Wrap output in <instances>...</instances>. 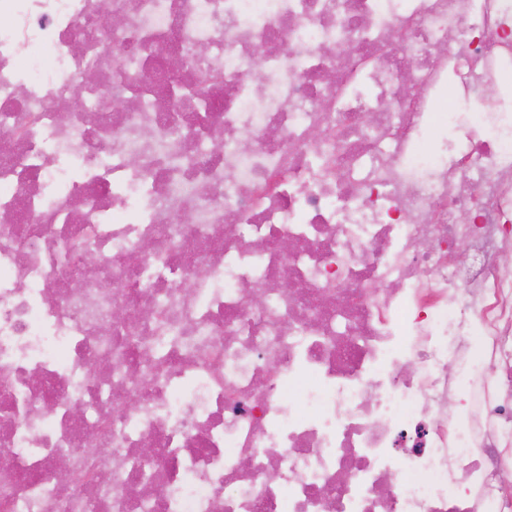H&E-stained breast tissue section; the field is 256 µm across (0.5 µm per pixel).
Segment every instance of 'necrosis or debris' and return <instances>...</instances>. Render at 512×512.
<instances>
[{
    "label": "necrosis or debris",
    "instance_id": "necrosis-or-debris-1",
    "mask_svg": "<svg viewBox=\"0 0 512 512\" xmlns=\"http://www.w3.org/2000/svg\"><path fill=\"white\" fill-rule=\"evenodd\" d=\"M99 2L0 0V512H512V0Z\"/></svg>",
    "mask_w": 512,
    "mask_h": 512
}]
</instances>
